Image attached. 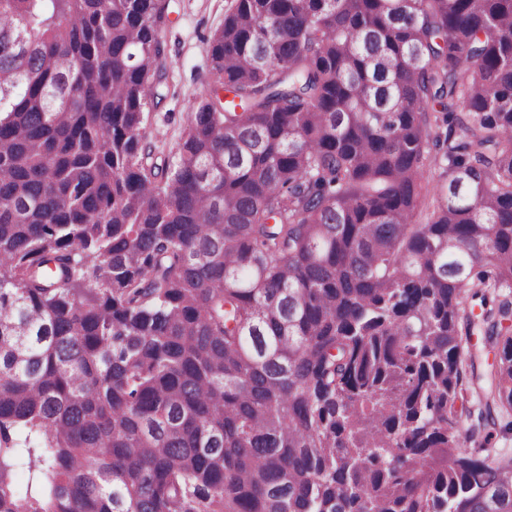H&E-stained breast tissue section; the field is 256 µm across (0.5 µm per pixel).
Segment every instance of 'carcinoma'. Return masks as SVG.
Segmentation results:
<instances>
[{
    "mask_svg": "<svg viewBox=\"0 0 512 512\" xmlns=\"http://www.w3.org/2000/svg\"><path fill=\"white\" fill-rule=\"evenodd\" d=\"M167 11L0 0V512H512V0H235L157 164Z\"/></svg>",
    "mask_w": 512,
    "mask_h": 512,
    "instance_id": "1",
    "label": "carcinoma"
}]
</instances>
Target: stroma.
<instances>
[{"label":"stroma","instance_id":"1","mask_svg":"<svg viewBox=\"0 0 512 512\" xmlns=\"http://www.w3.org/2000/svg\"><path fill=\"white\" fill-rule=\"evenodd\" d=\"M233 0H171L165 28L168 79L164 99L147 109V146L169 151L177 141L190 104L205 94L209 81V38L224 22Z\"/></svg>","mask_w":512,"mask_h":512}]
</instances>
